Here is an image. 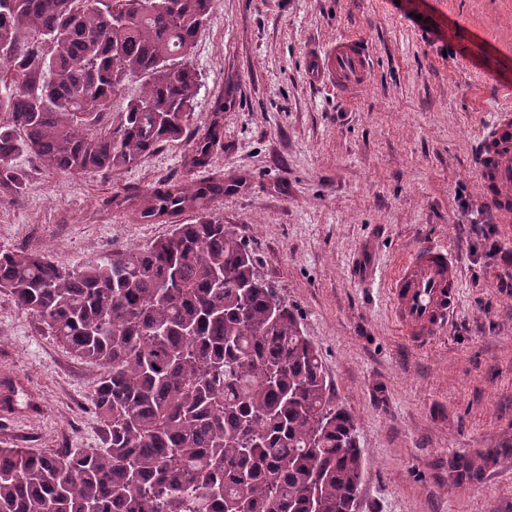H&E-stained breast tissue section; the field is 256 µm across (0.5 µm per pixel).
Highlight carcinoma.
I'll return each instance as SVG.
<instances>
[{"label":"carcinoma","instance_id":"1","mask_svg":"<svg viewBox=\"0 0 512 512\" xmlns=\"http://www.w3.org/2000/svg\"><path fill=\"white\" fill-rule=\"evenodd\" d=\"M154 2L0 0V193L25 194L23 154L106 176L188 137V58L214 0ZM222 135L213 122L194 164ZM223 194L155 190L142 217L202 215L76 267L0 249V293L102 370L91 402L106 434L82 451L1 447L0 512H351L355 418L332 404L320 353L249 246L209 215Z\"/></svg>","mask_w":512,"mask_h":512}]
</instances>
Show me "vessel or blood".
Returning a JSON list of instances; mask_svg holds the SVG:
<instances>
[{"label":"vessel or blood","mask_w":512,"mask_h":512,"mask_svg":"<svg viewBox=\"0 0 512 512\" xmlns=\"http://www.w3.org/2000/svg\"><path fill=\"white\" fill-rule=\"evenodd\" d=\"M371 64L367 41L347 36L310 56L306 70L338 97L353 99L368 86ZM475 174L493 223L512 224V106L494 107L477 130ZM385 288L398 332L416 345L430 344L459 309L461 280L453 247L426 244L414 249L388 274Z\"/></svg>","instance_id":"1"}]
</instances>
